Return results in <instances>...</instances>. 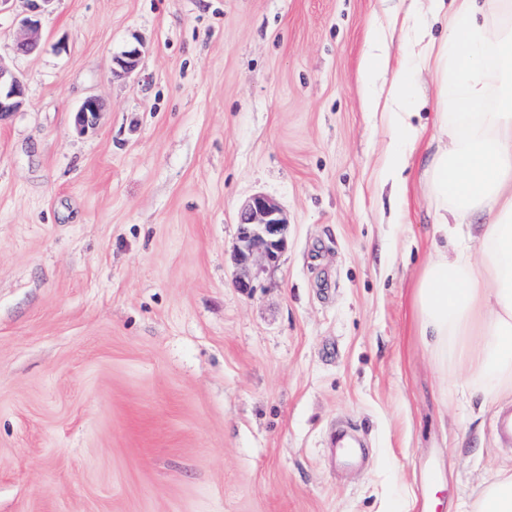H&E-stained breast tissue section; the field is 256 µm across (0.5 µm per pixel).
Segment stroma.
Masks as SVG:
<instances>
[{
  "label": "stroma",
  "instance_id": "1",
  "mask_svg": "<svg viewBox=\"0 0 512 512\" xmlns=\"http://www.w3.org/2000/svg\"><path fill=\"white\" fill-rule=\"evenodd\" d=\"M410 0H57L0 59V512H458L500 469L512 394L440 388L415 325L432 222L361 73ZM143 43L134 75L112 57ZM103 104L73 130L86 97ZM288 219L235 286L238 212ZM353 428L363 465L337 461ZM26 96V82L0 59V120L17 112ZM100 114V102L97 97L85 98L73 112V126L81 134L96 127Z\"/></svg>",
  "mask_w": 512,
  "mask_h": 512
}]
</instances>
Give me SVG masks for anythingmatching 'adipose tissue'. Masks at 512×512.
<instances>
[{
	"label": "adipose tissue",
	"mask_w": 512,
	"mask_h": 512,
	"mask_svg": "<svg viewBox=\"0 0 512 512\" xmlns=\"http://www.w3.org/2000/svg\"><path fill=\"white\" fill-rule=\"evenodd\" d=\"M413 2L446 27L438 40L414 31L415 52L393 69L386 97L372 102L391 127L380 182L407 187L423 133L410 106L419 76L431 73L434 134L419 180L434 210L433 253L413 290L416 328L441 382L465 380L483 399L512 391V30L480 23L476 13L512 12V0ZM465 224L476 230V263L459 238Z\"/></svg>",
	"instance_id": "adipose-tissue-1"
}]
</instances>
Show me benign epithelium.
Segmentation results:
<instances>
[{"label": "benign epithelium", "mask_w": 512, "mask_h": 512, "mask_svg": "<svg viewBox=\"0 0 512 512\" xmlns=\"http://www.w3.org/2000/svg\"><path fill=\"white\" fill-rule=\"evenodd\" d=\"M26 11L20 15L16 49L22 53L36 50L42 39V20L55 0H23ZM143 44L130 46L113 57V72L131 75L139 67ZM27 96L26 82L0 60V120L18 111ZM100 114L99 99L85 98L73 112V126L81 134L94 129ZM239 244L235 252L238 265L247 266L255 256L269 263L279 259L284 247L288 222L283 210L272 198L256 194L238 214Z\"/></svg>", "instance_id": "obj_1"}]
</instances>
